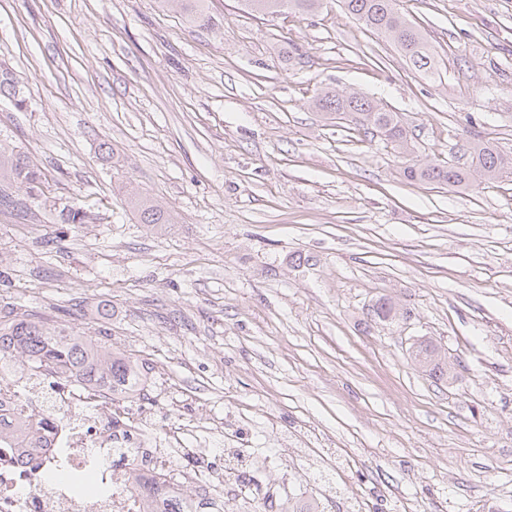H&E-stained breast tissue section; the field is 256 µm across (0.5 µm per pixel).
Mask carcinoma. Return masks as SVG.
<instances>
[{
	"mask_svg": "<svg viewBox=\"0 0 512 512\" xmlns=\"http://www.w3.org/2000/svg\"><path fill=\"white\" fill-rule=\"evenodd\" d=\"M321 0H244L246 8L262 15H280L287 11L313 12ZM162 9L176 8L194 26L208 21L205 0H158ZM348 13L362 21L372 31L392 39L409 63L431 78L438 74L436 60L428 41L407 16L396 8V0H344ZM11 99L14 106L24 109L28 101L11 71L0 67V96ZM313 107L339 120L348 121L364 130L383 137L394 153L406 157L411 152V139L397 113L376 100L357 92L321 90L312 102ZM471 162L467 166L443 162L424 165L408 160L403 176L412 181L444 184L466 189L476 177L496 178L512 170V158L490 143L471 147ZM0 181L8 182L29 198L43 195L41 170L21 152L5 154L0 151ZM130 204L143 224L173 223L170 214L152 200L130 194ZM63 224H87L93 215L80 208L65 205L59 210ZM109 335L104 325H91L79 334L49 329L42 317L14 308L0 312V373L10 372L15 362H28L45 367L69 382L96 386L114 396L132 398L141 393L144 375L138 360L123 352L108 351L101 338ZM415 365L430 375H445L441 359L433 344L422 341L414 346ZM142 498L148 502L158 499L166 503L164 512H192L185 506V495L179 489L160 483L150 476L137 481Z\"/></svg>",
	"mask_w": 512,
	"mask_h": 512,
	"instance_id": "obj_1",
	"label": "carcinoma"
}]
</instances>
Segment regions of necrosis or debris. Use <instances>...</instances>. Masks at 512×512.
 I'll return each mask as SVG.
<instances>
[{
  "label": "necrosis or debris",
  "mask_w": 512,
  "mask_h": 512,
  "mask_svg": "<svg viewBox=\"0 0 512 512\" xmlns=\"http://www.w3.org/2000/svg\"><path fill=\"white\" fill-rule=\"evenodd\" d=\"M123 406L104 391L50 386L41 368L27 364L0 377V413L18 422L0 438V512H148L133 489L142 472L212 498L217 512L240 497L239 462L211 469L196 463L192 448V464L180 468L156 449L127 446L112 425ZM34 433L37 448L29 445Z\"/></svg>",
  "instance_id": "4bbe7bcc"
}]
</instances>
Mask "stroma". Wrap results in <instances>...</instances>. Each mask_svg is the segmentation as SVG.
Wrapping results in <instances>:
<instances>
[{"label": "stroma", "instance_id": "35a3bbf8", "mask_svg": "<svg viewBox=\"0 0 512 512\" xmlns=\"http://www.w3.org/2000/svg\"><path fill=\"white\" fill-rule=\"evenodd\" d=\"M398 4L437 79L341 0L274 18L208 0L207 28L156 0H0V65L29 101L0 97V142L45 175L44 198L0 206V309L78 329L108 305L154 436L244 454L281 501L512 512V173L406 180L380 136L311 105L375 97L421 164L469 163L476 139L512 156V0ZM131 190L174 224L141 223ZM423 339L447 378L414 365Z\"/></svg>", "mask_w": 512, "mask_h": 512}]
</instances>
